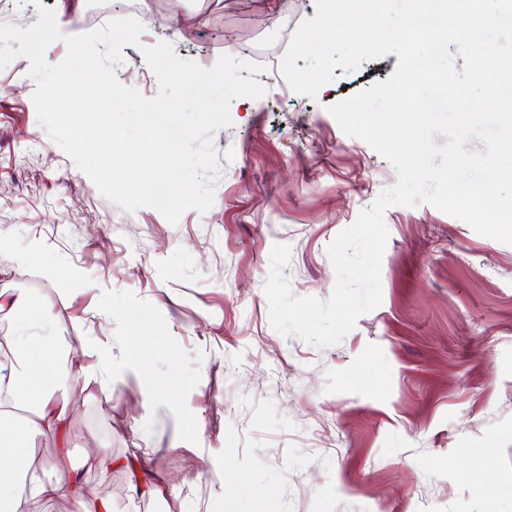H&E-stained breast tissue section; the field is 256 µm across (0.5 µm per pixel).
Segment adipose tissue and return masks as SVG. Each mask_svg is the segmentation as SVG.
<instances>
[{"label": "adipose tissue", "mask_w": 512, "mask_h": 512, "mask_svg": "<svg viewBox=\"0 0 512 512\" xmlns=\"http://www.w3.org/2000/svg\"><path fill=\"white\" fill-rule=\"evenodd\" d=\"M11 370L0 374V512H29L30 500L72 499L80 512H102L84 493L78 476L62 472L47 480L32 472L28 441L60 433L70 414L68 403L55 393L68 376L64 366L70 354H87L95 347L83 336L50 339L15 332L0 336ZM30 475L23 488L21 475Z\"/></svg>", "instance_id": "obj_1"}]
</instances>
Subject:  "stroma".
Masks as SVG:
<instances>
[{"instance_id": "35a3bbf8", "label": "stroma", "mask_w": 512, "mask_h": 512, "mask_svg": "<svg viewBox=\"0 0 512 512\" xmlns=\"http://www.w3.org/2000/svg\"><path fill=\"white\" fill-rule=\"evenodd\" d=\"M121 11L143 32L116 75L151 98L142 47L278 68L316 0H84L80 30ZM397 63L335 68L313 99L258 74V107L233 100L213 136L211 208L174 225L105 198L50 138L28 58L0 69V290L49 310L35 334L66 324L113 369L135 356L146 368L109 393L72 373L62 434L29 443L44 478L82 472L111 512H224L241 485L236 512H512V245L431 205H394L375 310L323 349L269 321L273 246L290 248L294 295L328 299L329 244L398 179L329 112ZM29 248L38 265L17 264ZM45 264L68 281L46 280ZM149 382L177 395L145 414ZM90 451L102 469L85 470Z\"/></svg>"}]
</instances>
